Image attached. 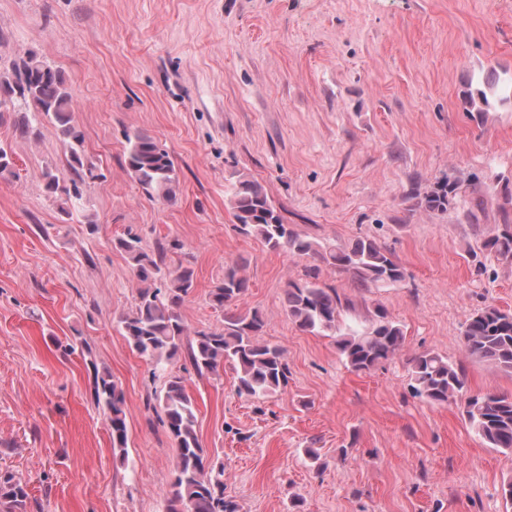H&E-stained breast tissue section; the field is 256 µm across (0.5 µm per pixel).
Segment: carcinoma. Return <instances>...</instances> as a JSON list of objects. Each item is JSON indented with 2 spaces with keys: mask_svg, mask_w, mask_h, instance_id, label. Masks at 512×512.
Listing matches in <instances>:
<instances>
[{
  "mask_svg": "<svg viewBox=\"0 0 512 512\" xmlns=\"http://www.w3.org/2000/svg\"><path fill=\"white\" fill-rule=\"evenodd\" d=\"M74 99L64 73L30 50L9 64H0V124L9 123L14 136L35 139L47 121L61 136L67 152L69 176L60 177L50 167L43 171L46 193L63 201L61 212L70 217L80 211L84 186L100 175L86 162L84 135L74 120ZM129 173L150 196L164 201L176 198L179 177L173 160L156 139L136 130L125 134ZM459 181L445 177L429 190L413 192L417 206L444 213L455 204ZM231 208L239 230L259 239L271 251L307 256L304 279L288 283L283 301L289 319L302 332L332 336L346 364L356 372H369L392 359L403 348L402 327L379 308L369 323L340 321L344 310L336 289L320 281L322 267L350 273L358 288H388L404 279L402 267L389 250L375 240L359 237L337 245L303 236L272 204L263 185L245 175L233 184ZM114 247L124 253L145 287L134 309L119 320L121 335L152 366V378L162 380L154 393L153 408L171 438L176 464L166 512H239L237 502L224 496V466L205 456L197 433L196 404L188 394V375H215L230 365L236 372L240 396L263 398L287 389L289 366L284 350L259 340L265 321L257 310L239 312L236 303L249 288L240 266L224 269V279L209 293L211 307L222 313L216 329L190 332L180 307L195 288L194 270L173 262L182 249L177 240L143 246L131 226ZM500 259L512 262V224L505 223L486 241ZM462 345L472 355L512 371V312L489 305L466 323ZM80 354L93 371V400L107 413L112 447L127 448L128 426L124 393L112 373L98 368L91 346L84 342ZM411 389L433 404L453 402L463 395L465 380L447 358L422 352L413 359ZM464 413L490 448L512 452V398L487 393L466 398ZM29 484L14 471L0 469V512H28Z\"/></svg>",
  "mask_w": 512,
  "mask_h": 512,
  "instance_id": "carcinoma-1",
  "label": "carcinoma"
}]
</instances>
